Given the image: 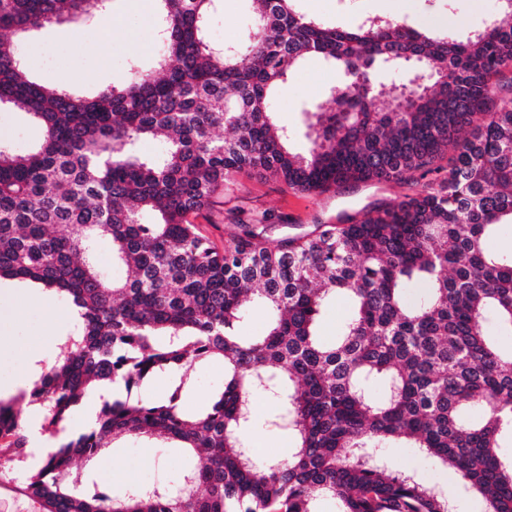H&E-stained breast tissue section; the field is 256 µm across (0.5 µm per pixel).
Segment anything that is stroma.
<instances>
[{
	"instance_id": "1",
	"label": "stroma",
	"mask_w": 512,
	"mask_h": 512,
	"mask_svg": "<svg viewBox=\"0 0 512 512\" xmlns=\"http://www.w3.org/2000/svg\"><path fill=\"white\" fill-rule=\"evenodd\" d=\"M375 0H296L298 11L324 21L350 27L373 15ZM497 0H395L391 17L415 28L437 32L452 31L465 35L481 27L495 13ZM249 0H220L208 23L211 42L238 46L250 25ZM105 24L97 18L54 23L31 34L19 43L33 76L50 87L88 91L119 85L128 76V62L138 59L150 67L155 58L153 17L135 6L132 0H112L113 28L121 39L106 41L101 37ZM340 77L334 65L319 57H310L298 65L272 100L280 123L305 130L306 114L325 101ZM44 132L28 114L10 107H0V140L22 154L38 145ZM406 186L394 183H360L323 195H309L289 189L272 178L254 176L242 179L232 193V207L243 213L267 214L274 230L270 244L288 236L302 235L318 224L335 223L337 216L364 206L402 197ZM70 306L60 297L52 306H44L23 290L22 283L0 280V387L12 383L19 370L38 375L28 349L44 345L57 347L70 333ZM189 385L181 397L183 411L202 412L224 387V363L215 359L193 366L188 371ZM255 428L250 444L263 459L286 458L293 446L286 431L271 425L275 401L266 393L251 399ZM112 479L109 490L121 493L131 486L176 483L193 458L184 449L162 440L125 436L109 448ZM375 454L393 470L415 476L441 490H452L456 512H484L480 496L457 489L455 480L441 465L423 456L417 449L388 447ZM44 454L25 457L24 461L0 468V500H8L13 512H29L32 501L18 488L27 471L41 467Z\"/></svg>"
}]
</instances>
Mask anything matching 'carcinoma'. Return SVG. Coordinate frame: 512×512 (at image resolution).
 I'll use <instances>...</instances> for the list:
<instances>
[{
    "label": "carcinoma",
    "instance_id": "obj_1",
    "mask_svg": "<svg viewBox=\"0 0 512 512\" xmlns=\"http://www.w3.org/2000/svg\"><path fill=\"white\" fill-rule=\"evenodd\" d=\"M93 2L0 0V105L45 131L23 155L0 142V279L63 293L75 311L31 392L41 431L57 435L97 388L126 392L101 398L95 421L60 440L22 493L44 512H313L321 496L340 512H451V496L370 453L403 443L485 512H512V461L499 454L512 436V351L490 338L512 336V249L492 246L512 224V0L463 38L381 16L337 27L294 0H250L242 50L211 43L216 0H157L152 68L134 61L123 86L92 95L33 80L12 36ZM408 48L437 77L402 104L371 75ZM310 56L335 65L341 87L307 113L297 151L271 101ZM161 137L163 155L139 152ZM441 156L447 165L433 166ZM254 174L306 194L350 182L409 193L273 247L270 225L236 218L241 233L220 250L197 220ZM103 239L126 279L97 270ZM338 296L349 313L329 343L319 326ZM256 300L273 317L243 339ZM214 359L224 389L198 415L183 412L179 387L159 401L133 396L152 376ZM257 391L296 440L285 459L258 461L246 444ZM124 435L179 442L201 462L174 486L121 495L72 475L74 459ZM29 443L0 399V450L19 459Z\"/></svg>",
    "mask_w": 512,
    "mask_h": 512
}]
</instances>
